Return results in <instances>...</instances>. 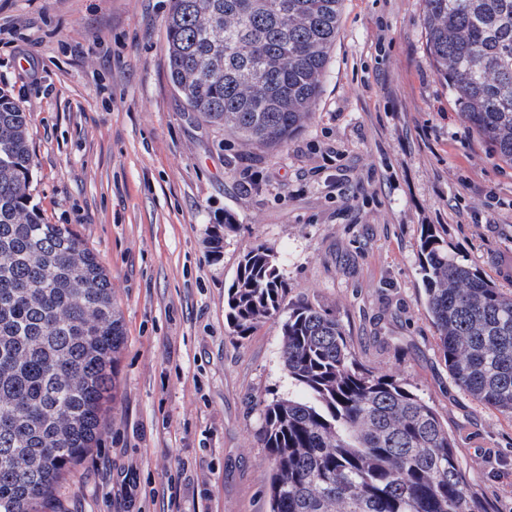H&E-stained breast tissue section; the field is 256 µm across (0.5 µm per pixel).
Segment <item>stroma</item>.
<instances>
[{
    "label": "stroma",
    "instance_id": "obj_1",
    "mask_svg": "<svg viewBox=\"0 0 512 512\" xmlns=\"http://www.w3.org/2000/svg\"><path fill=\"white\" fill-rule=\"evenodd\" d=\"M423 0H344L308 124L245 150L167 74V0H0V88L30 117L32 202L99 255L121 311L117 410L44 512H269L261 407L293 386L292 305L327 310L358 361L448 424L494 512H512V418L459 389L423 307V225L512 291V167L465 123L426 50ZM236 222L225 232V216ZM261 242L279 313L237 336L224 290Z\"/></svg>",
    "mask_w": 512,
    "mask_h": 512
}]
</instances>
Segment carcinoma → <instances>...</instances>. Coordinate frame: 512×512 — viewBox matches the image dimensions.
Wrapping results in <instances>:
<instances>
[{
	"label": "carcinoma",
	"mask_w": 512,
	"mask_h": 512,
	"mask_svg": "<svg viewBox=\"0 0 512 512\" xmlns=\"http://www.w3.org/2000/svg\"><path fill=\"white\" fill-rule=\"evenodd\" d=\"M426 48L463 120L512 165V0H423ZM343 0H168V73L187 109L246 149L276 148L312 117ZM29 115L0 89V512H40L102 434L125 343L109 274L67 224L30 204ZM424 305L448 371L512 417V292L422 227ZM277 254L246 248L224 295L245 336L279 312ZM298 394L262 410L270 512H492L448 424L402 380L356 360L309 303L282 324Z\"/></svg>",
	"instance_id": "cac0c4a2"
}]
</instances>
